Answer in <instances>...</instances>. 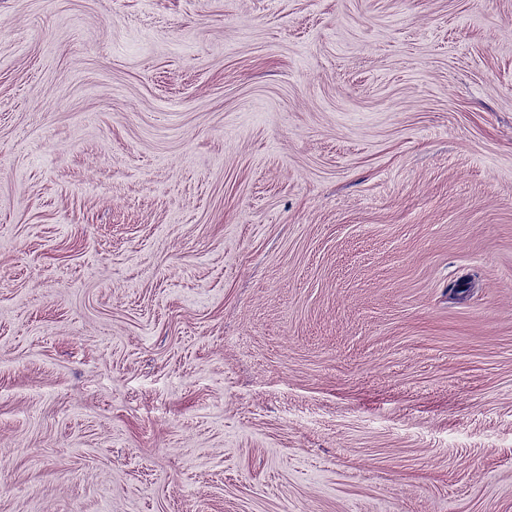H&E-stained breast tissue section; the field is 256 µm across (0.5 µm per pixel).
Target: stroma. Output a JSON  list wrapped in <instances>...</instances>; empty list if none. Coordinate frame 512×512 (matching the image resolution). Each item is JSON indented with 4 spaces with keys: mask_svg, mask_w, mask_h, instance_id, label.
<instances>
[{
    "mask_svg": "<svg viewBox=\"0 0 512 512\" xmlns=\"http://www.w3.org/2000/svg\"><path fill=\"white\" fill-rule=\"evenodd\" d=\"M0 512H512V0H0Z\"/></svg>",
    "mask_w": 512,
    "mask_h": 512,
    "instance_id": "stroma-1",
    "label": "stroma"
}]
</instances>
